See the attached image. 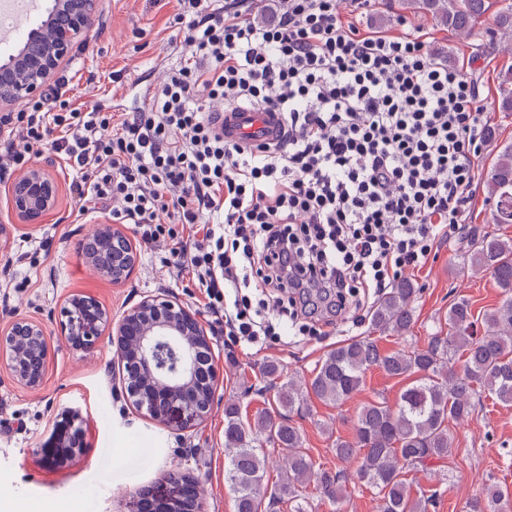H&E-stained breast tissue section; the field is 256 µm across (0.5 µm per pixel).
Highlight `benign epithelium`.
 I'll use <instances>...</instances> for the list:
<instances>
[{"instance_id":"7a95c632","label":"benign epithelium","mask_w":512,"mask_h":512,"mask_svg":"<svg viewBox=\"0 0 512 512\" xmlns=\"http://www.w3.org/2000/svg\"><path fill=\"white\" fill-rule=\"evenodd\" d=\"M98 17V0H53L45 22L50 37L42 40L40 29L27 37L29 43L43 41L41 50L30 53L22 45L0 63V112L12 111L19 101L38 98L60 65L87 41ZM7 193L12 224L34 226L56 208L59 183L44 162L36 161L7 185ZM84 241L93 242L95 252L87 255V260L101 276L109 277L110 269L120 261L123 278L134 271L136 247L120 227L96 229L86 234ZM58 325L76 351L90 352L103 336L112 337L122 392L140 415L177 431L207 418L219 382L212 341L200 314L175 297L146 295L116 319L94 296L75 293L61 307ZM51 357L42 320L20 316L0 327V368L20 385L39 388ZM85 422L81 412H70L67 441L54 448L36 449L46 465L60 467L81 452ZM168 483L170 489L164 497L156 496L148 485L136 490L129 512H204L192 476L172 473Z\"/></svg>"}]
</instances>
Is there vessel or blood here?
<instances>
[{
	"label": "vessel or blood",
	"mask_w": 512,
	"mask_h": 512,
	"mask_svg": "<svg viewBox=\"0 0 512 512\" xmlns=\"http://www.w3.org/2000/svg\"><path fill=\"white\" fill-rule=\"evenodd\" d=\"M225 141L249 149L277 145L286 137V124L280 112L260 106L225 105Z\"/></svg>",
	"instance_id": "vessel-or-blood-1"
}]
</instances>
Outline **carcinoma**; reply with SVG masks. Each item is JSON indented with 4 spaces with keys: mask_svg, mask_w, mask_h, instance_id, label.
I'll return each instance as SVG.
<instances>
[{
    "mask_svg": "<svg viewBox=\"0 0 512 512\" xmlns=\"http://www.w3.org/2000/svg\"><path fill=\"white\" fill-rule=\"evenodd\" d=\"M399 2L457 35L471 34L492 6L490 0ZM493 25L512 38V4L499 8ZM499 81L500 111L512 112V67L499 74ZM486 186L494 223L512 224V144L498 153ZM466 262L489 271L504 296L484 314L483 335H474L472 306L459 299L448 310V333L432 337L427 347L385 353L374 340L357 339L330 350L306 386L321 401L337 403L359 391L372 367L392 377L416 376L396 406L384 400L366 404L358 412L352 438L336 439V458L358 460L360 479L376 491L380 512H428L435 495L412 492L408 473L448 457L451 425L472 415L479 392L512 403V238L472 230ZM417 292L411 280L397 281L374 309L372 328L401 336L409 332ZM274 390L277 408L260 412L251 422L239 417L235 404L224 406V444L230 450L225 478L234 493L235 512H274L275 505L285 502L291 512H306L303 490L310 485L342 504L346 486L340 472L316 465L303 448L301 431L285 417L303 402V390L291 379L274 385ZM262 441L286 453V464L272 484L268 459L259 452ZM467 512H512V492L490 484L482 498L467 504Z\"/></svg>",
    "mask_w": 512,
    "mask_h": 512,
    "instance_id": "obj_1",
    "label": "carcinoma"
}]
</instances>
